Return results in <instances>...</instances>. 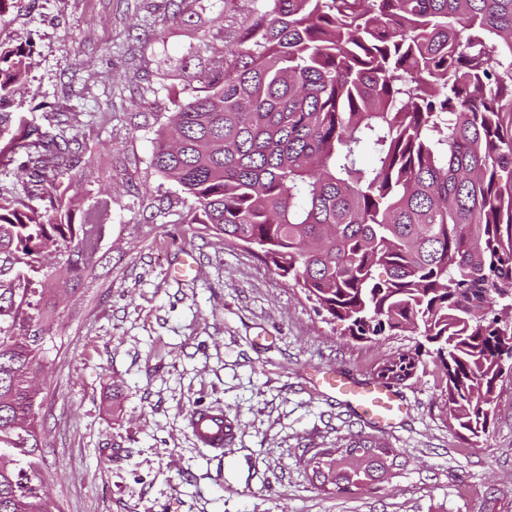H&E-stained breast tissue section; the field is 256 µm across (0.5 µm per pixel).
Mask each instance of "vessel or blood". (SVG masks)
<instances>
[{"mask_svg": "<svg viewBox=\"0 0 512 512\" xmlns=\"http://www.w3.org/2000/svg\"><path fill=\"white\" fill-rule=\"evenodd\" d=\"M324 383L337 395L351 402L371 422L380 426L392 425L406 411L396 393L374 381L353 382L342 375L329 373ZM191 433L201 447L222 449L234 429L223 410L207 408L195 411L189 418Z\"/></svg>", "mask_w": 512, "mask_h": 512, "instance_id": "b4317fda", "label": "vessel or blood"}]
</instances>
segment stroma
<instances>
[{"instance_id": "obj_1", "label": "stroma", "mask_w": 512, "mask_h": 512, "mask_svg": "<svg viewBox=\"0 0 512 512\" xmlns=\"http://www.w3.org/2000/svg\"><path fill=\"white\" fill-rule=\"evenodd\" d=\"M0 41L30 52L14 116L62 124L82 158L61 203L112 198L101 261L55 298L40 380L44 485L62 512H512V379L483 447H465L432 360L397 391L383 430L323 384L364 380L410 334L352 340L300 289L239 244L189 223L191 199L151 165L153 141L210 56L222 0H14ZM192 255L197 275L175 269ZM235 425L223 452L198 445L194 410ZM362 434L401 452L371 491L315 488L308 459Z\"/></svg>"}]
</instances>
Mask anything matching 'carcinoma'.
Masks as SVG:
<instances>
[{"label": "carcinoma", "mask_w": 512, "mask_h": 512, "mask_svg": "<svg viewBox=\"0 0 512 512\" xmlns=\"http://www.w3.org/2000/svg\"><path fill=\"white\" fill-rule=\"evenodd\" d=\"M228 20L157 130L152 166L193 199L191 224L247 242L351 339L422 338L375 369L393 387L423 365L443 373L459 436L480 448L500 360H512V0H262ZM29 55L0 42V102ZM479 97V105L472 104ZM81 162L48 124L0 149L39 200ZM103 200L45 218L0 195V512H60L39 491L38 391L27 378L53 339L55 303L32 302L18 273L43 250L66 256L63 290L97 266ZM346 448H375L349 464ZM400 452L360 435L309 459L322 490L362 491Z\"/></svg>", "instance_id": "1"}]
</instances>
